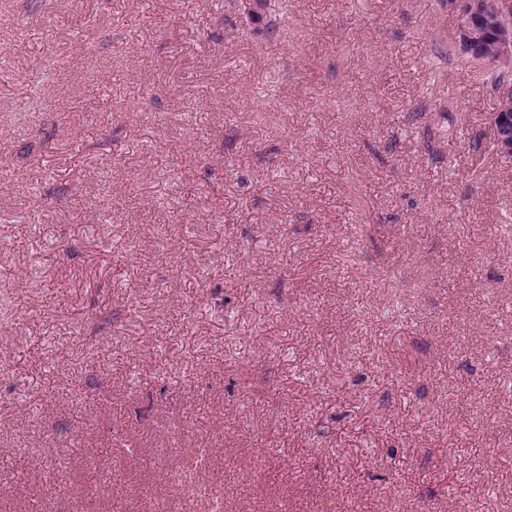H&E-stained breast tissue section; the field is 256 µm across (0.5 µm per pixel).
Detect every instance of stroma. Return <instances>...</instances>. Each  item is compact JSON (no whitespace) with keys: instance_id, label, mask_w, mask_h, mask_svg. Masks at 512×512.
I'll list each match as a JSON object with an SVG mask.
<instances>
[{"instance_id":"stroma-1","label":"stroma","mask_w":512,"mask_h":512,"mask_svg":"<svg viewBox=\"0 0 512 512\" xmlns=\"http://www.w3.org/2000/svg\"><path fill=\"white\" fill-rule=\"evenodd\" d=\"M244 5L0 0V512H185L199 413L225 512H512L489 67L445 0Z\"/></svg>"}]
</instances>
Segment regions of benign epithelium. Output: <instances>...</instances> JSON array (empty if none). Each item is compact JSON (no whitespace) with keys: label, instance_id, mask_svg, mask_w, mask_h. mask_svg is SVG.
I'll use <instances>...</instances> for the list:
<instances>
[{"label":"benign epithelium","instance_id":"7a95c632","mask_svg":"<svg viewBox=\"0 0 512 512\" xmlns=\"http://www.w3.org/2000/svg\"><path fill=\"white\" fill-rule=\"evenodd\" d=\"M459 20L457 38L472 58L490 66L499 108L489 118L500 154L512 158V0H447Z\"/></svg>","mask_w":512,"mask_h":512}]
</instances>
